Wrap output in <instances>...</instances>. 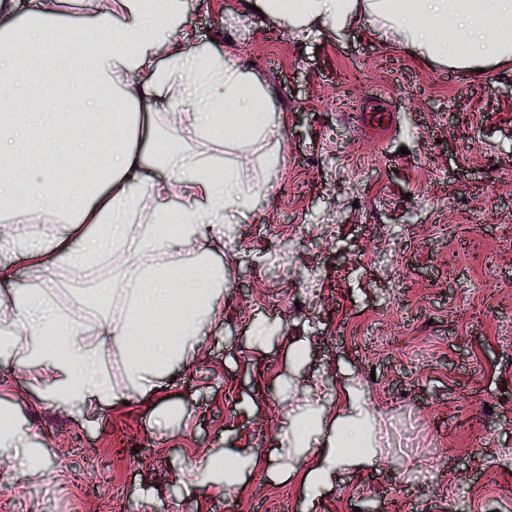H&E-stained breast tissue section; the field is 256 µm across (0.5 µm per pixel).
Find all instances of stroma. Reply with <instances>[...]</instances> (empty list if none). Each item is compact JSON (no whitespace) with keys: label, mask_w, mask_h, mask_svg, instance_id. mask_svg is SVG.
<instances>
[{"label":"stroma","mask_w":512,"mask_h":512,"mask_svg":"<svg viewBox=\"0 0 512 512\" xmlns=\"http://www.w3.org/2000/svg\"><path fill=\"white\" fill-rule=\"evenodd\" d=\"M181 25L267 89L275 138L244 167L268 191L210 242L221 317L158 393L61 406L0 357V409L44 460L0 444V512H512V68L420 62L367 17L300 36L238 0H183ZM372 96L398 115L382 138ZM15 269L91 328V291L131 279ZM351 393L369 459L316 490L285 476L291 421L315 405L332 429ZM249 453L239 488L194 475Z\"/></svg>","instance_id":"35a3bbf8"}]
</instances>
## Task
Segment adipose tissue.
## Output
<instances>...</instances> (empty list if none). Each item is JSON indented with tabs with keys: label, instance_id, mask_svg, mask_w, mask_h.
<instances>
[{
	"label": "adipose tissue",
	"instance_id": "obj_1",
	"mask_svg": "<svg viewBox=\"0 0 512 512\" xmlns=\"http://www.w3.org/2000/svg\"><path fill=\"white\" fill-rule=\"evenodd\" d=\"M61 0H0V204L13 217L0 230V251L16 252L36 272L66 267L83 274L87 258L127 264L134 285L97 326L104 340L130 354L128 389L118 388L86 344L84 324L64 317L40 291L14 288V266L0 263V352L43 365L51 401L70 406L146 396L166 368L186 359L202 323L214 321L224 268L201 257L200 242L221 239L224 219L246 218L264 187L246 180L236 161L213 163L194 143L204 139L237 151L268 130L259 80L201 47L196 33L174 30L181 0H94L90 52L62 58L77 25ZM294 32L326 30L368 16L425 62L471 69L485 62L512 66V0H241ZM168 130L163 164L148 159L147 137ZM88 167L84 182L66 171ZM168 177H159V169ZM198 254L193 274L176 258ZM330 434L319 412L293 421L288 450L298 456L315 437L326 449L304 485H325L352 448H371L361 401Z\"/></svg>",
	"mask_w": 512,
	"mask_h": 512
}]
</instances>
